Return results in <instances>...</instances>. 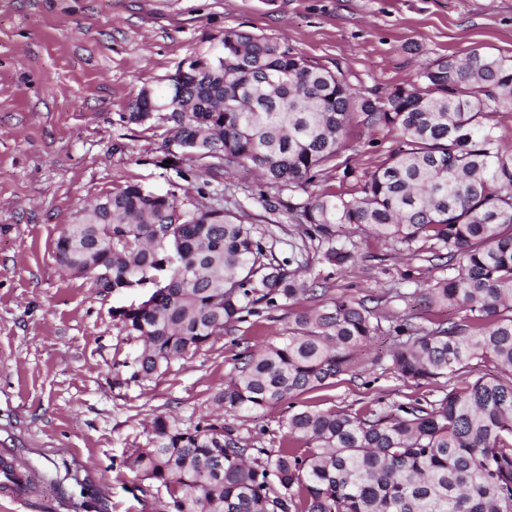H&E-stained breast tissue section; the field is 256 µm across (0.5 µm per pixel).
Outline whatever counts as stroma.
<instances>
[{
  "label": "stroma",
  "mask_w": 512,
  "mask_h": 512,
  "mask_svg": "<svg viewBox=\"0 0 512 512\" xmlns=\"http://www.w3.org/2000/svg\"><path fill=\"white\" fill-rule=\"evenodd\" d=\"M235 29L288 46L385 96L415 80L421 63L474 50L512 56V0H0V449L27 477L28 506L0 493V512H158L164 490L126 458L146 446L156 415L180 428L218 414L213 399L237 365L240 342L288 333L282 310L236 325L149 381L132 379L140 340L113 310L142 299L103 293L65 273L55 244L65 225L129 183L174 191L180 208H238L277 257L300 245L289 203L250 168L177 180L163 163L170 123L128 122L142 88L161 85L186 59ZM395 133L354 121L327 186L347 190L398 147ZM355 257L325 284L366 300L389 322L423 325L411 294L446 275L428 245H380L353 225ZM385 333L364 355L366 372L306 394L321 408L360 407L375 396L427 394L387 368ZM285 406L224 414L252 448L278 444Z\"/></svg>",
  "instance_id": "35a3bbf8"
}]
</instances>
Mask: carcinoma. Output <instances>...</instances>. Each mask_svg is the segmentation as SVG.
Listing matches in <instances>:
<instances>
[{"mask_svg": "<svg viewBox=\"0 0 512 512\" xmlns=\"http://www.w3.org/2000/svg\"><path fill=\"white\" fill-rule=\"evenodd\" d=\"M165 112L187 180L248 165L262 184L307 199L302 246L341 269L353 251L336 226L356 224L384 245L445 249L448 276L420 289L429 328L409 319L390 370L427 385L467 377L438 395L320 409L301 396L361 371L359 352L385 316L341 295L312 308L322 274L298 254L279 259L229 208L179 210L173 196L127 184L84 211L56 241L70 272L112 269L104 292L152 286L113 310L143 338L134 376L149 380L265 312L291 315L280 342L246 347L218 392L224 412L285 405L275 448H249L216 419L180 429L154 418L150 446L129 469L165 490L162 512H512V145L497 116L512 112V56L441 55L417 80L379 98L288 47L236 30L212 52L144 88L127 119ZM397 134L400 146L345 192L324 187L350 125ZM453 308L458 320L440 311Z\"/></svg>", "mask_w": 512, "mask_h": 512, "instance_id": "obj_1", "label": "carcinoma"}]
</instances>
